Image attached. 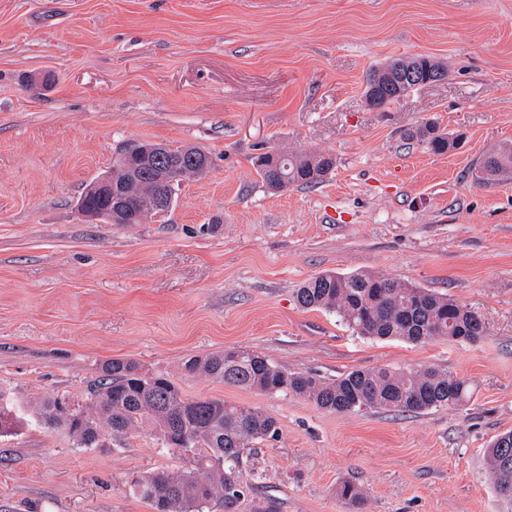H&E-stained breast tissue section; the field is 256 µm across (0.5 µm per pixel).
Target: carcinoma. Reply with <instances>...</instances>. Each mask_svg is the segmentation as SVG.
Listing matches in <instances>:
<instances>
[{"instance_id": "obj_1", "label": "carcinoma", "mask_w": 512, "mask_h": 512, "mask_svg": "<svg viewBox=\"0 0 512 512\" xmlns=\"http://www.w3.org/2000/svg\"><path fill=\"white\" fill-rule=\"evenodd\" d=\"M427 58L400 59V69L384 83L380 101H399V91L410 83L408 71ZM436 153L448 152V138L431 134L429 125L408 131ZM209 160L198 147L166 146L159 164L169 171L163 190H176L194 168ZM331 154L285 155L267 152L255 167L263 183L280 191L290 185L316 186L334 169ZM512 175V142L486 153L476 168L479 183L500 181ZM144 199L125 195L122 223L141 224L151 214ZM304 309L336 314L354 332L378 339L398 338L414 343L435 339L477 342L486 335L478 313L453 298L419 288L394 277L365 272H322L297 290ZM189 375L260 393H290L329 413L364 409L423 412L456 406L467 397V382L434 366L408 371L387 368L353 370L334 380L291 372L270 362L259 352L227 349L189 358ZM37 414L49 427H64L77 448H95L112 436L125 437L148 431L162 446L179 453L184 466L177 471L150 470L133 477V490L151 503L153 512H237L253 490L243 468L244 457L256 442L279 434L276 418L264 411L235 405L219 398L190 397L168 376L141 371L130 360L103 363L98 385L85 397L47 396ZM18 417L0 404V436L12 433ZM491 477L497 494L512 503V431L499 435L488 449Z\"/></svg>"}]
</instances>
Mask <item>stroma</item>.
I'll return each instance as SVG.
<instances>
[{"mask_svg": "<svg viewBox=\"0 0 512 512\" xmlns=\"http://www.w3.org/2000/svg\"><path fill=\"white\" fill-rule=\"evenodd\" d=\"M413 56L444 63L447 81L368 106V72ZM427 121L460 146L406 140ZM506 141L512 0H0V396L20 418L0 436V512H153L132 476L182 465L154 436L77 448L29 410L86 395L113 358L277 418L238 512H512L486 463L512 431V181H474ZM145 142L201 148L212 167L168 212L86 223V186ZM268 151H323L336 167L273 191L253 165ZM324 271L451 296L487 332L358 335L297 305ZM234 347L322 379L431 365L468 395L337 414L183 371ZM344 481L359 505L337 496Z\"/></svg>", "mask_w": 512, "mask_h": 512, "instance_id": "stroma-1", "label": "stroma"}]
</instances>
